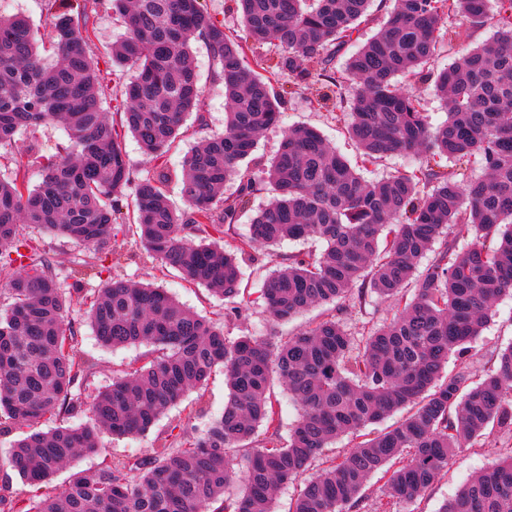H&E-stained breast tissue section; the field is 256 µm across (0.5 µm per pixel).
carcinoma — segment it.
Here are the masks:
<instances>
[{"label": "carcinoma", "instance_id": "obj_1", "mask_svg": "<svg viewBox=\"0 0 512 512\" xmlns=\"http://www.w3.org/2000/svg\"><path fill=\"white\" fill-rule=\"evenodd\" d=\"M49 2L50 64L26 18L0 15V148L50 122L67 133L61 151L39 162L36 188L23 164L0 179V267L11 270L0 311V434L30 429L10 445L6 465L39 489L97 450L102 432H148L218 366L228 396L203 431L185 430L145 457L77 472L48 494L20 497L0 487V512H275L276 489L344 435L351 448L306 480L290 512H358L376 475L381 496L368 510L393 512L425 496L456 451L484 445L495 430L512 434V344L482 378L470 367L495 301L512 293V0H393L379 30L342 66L339 52L368 22L373 0H237L240 33L214 22L204 0H109L125 27L112 63L131 72L117 120L104 108L92 50L88 4L98 0ZM456 18L473 32L490 23L498 30L434 76L426 66L440 42L460 37ZM197 40L210 49L227 112L224 133L184 159L188 208L178 214L167 172L132 177L123 137L133 135L151 160L174 142L202 93L191 55ZM313 59L317 72L304 64ZM285 76L298 87L321 83L320 109L349 104L359 163L306 126L284 131L269 165L254 161L260 135L280 121L275 84ZM399 77L434 80L446 120L433 125ZM395 154L413 161L380 180L360 173ZM475 155L482 174L468 176L463 166ZM230 180L239 186L226 197ZM259 184L270 188L269 204L240 246L222 247ZM128 189L144 251L226 305L243 294V255L317 239L319 254L290 256L265 279L260 299L271 322L336 305L358 283L359 300L374 295L394 315L366 324L358 339L335 314L279 344L229 339L165 289L108 278L82 297L98 343L150 350L86 409L82 388L93 364L78 347L73 317L82 288L76 282L65 295L47 252L21 225L82 244L106 271L103 249L122 230L118 198ZM275 381L300 408L285 440ZM402 410L399 421L378 428ZM86 411L78 424L38 429ZM261 429L267 442L254 447ZM234 481L243 492L228 503L224 489ZM438 512H512V451Z\"/></svg>", "mask_w": 512, "mask_h": 512}]
</instances>
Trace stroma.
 <instances>
[{
    "instance_id": "1",
    "label": "stroma",
    "mask_w": 512,
    "mask_h": 512,
    "mask_svg": "<svg viewBox=\"0 0 512 512\" xmlns=\"http://www.w3.org/2000/svg\"><path fill=\"white\" fill-rule=\"evenodd\" d=\"M91 21L96 29L97 38L93 48L94 58L104 76L112 74L111 47L124 32L120 22L112 13L108 0H101L91 14ZM192 57L196 67L203 94L198 110L190 112L178 138L159 162H150L143 156L140 146L132 136H125L123 147L129 160L133 177L141 178L155 168L165 169L170 179L167 195L176 212H183L186 205L181 195V168L186 153L197 142L224 130L225 98L224 85L217 76V67L208 46L203 41L192 45ZM319 92L318 85L285 94L280 110L282 120L279 125L269 128L260 138L256 157L269 161L277 152L285 129L304 125L316 128L337 151L349 159H357L359 151L347 134V123L337 120V112L346 111V104L337 107L318 108L314 99ZM65 131L56 125L46 124L36 131H21L17 134L12 147L0 150V178H9L16 164L27 166V179L30 185L41 181V169L29 155L30 150H37L41 155L56 154L61 145L66 144ZM30 235L39 239L49 256L54 260L59 280L63 287H70L72 280L69 270L76 257L82 256L85 248L66 238L53 235L39 229L30 228ZM322 248L318 241H286L274 247L273 251L259 250L247 254L242 261L244 282L247 291L239 301V314H226L223 298L209 293L206 288L186 282L178 273L161 271L158 263L149 256L129 232L118 233L107 245L109 255L107 264L111 276L155 284L165 288L180 304L197 312L199 315L217 320L224 326L225 336L235 338L245 334L264 335L273 341L287 340L305 326L330 314L331 306L312 309L290 322L279 325L271 324L256 297L264 280L277 268L283 259L294 254L313 255ZM339 313L346 329L352 334H359L367 321L382 322L391 318L394 310L391 305L370 301L359 304L356 294H349L341 301ZM77 339L81 350L94 364L92 374L84 391L85 399H93L98 391L111 384L114 376L138 360L144 352L143 347L128 346L116 349L101 347L93 331L83 317L82 310H75ZM512 343V295L502 296L496 303L490 321L483 331L477 350L471 359L474 375L483 374L494 361L498 350ZM228 390L224 383L223 369H215L202 389L190 390L184 401L169 409L145 435L134 438H115L105 434L97 452L77 457L71 464L60 469L51 481L52 487H60L79 471L100 466L106 459H133L145 456L151 448L164 441L173 440L180 429L187 424H194L197 429H204L224 409V400ZM204 407L205 413L196 419H189L191 408ZM512 447V435L494 433L489 444L482 447L465 448L456 452L448 460V466L435 482L430 493L414 503L400 504V512H437L446 499L451 498L457 490L474 474L494 464Z\"/></svg>"
}]
</instances>
